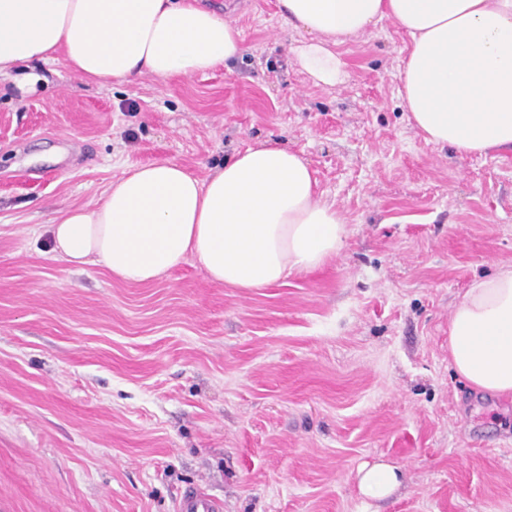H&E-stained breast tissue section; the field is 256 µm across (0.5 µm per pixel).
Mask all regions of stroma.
Segmentation results:
<instances>
[{"instance_id":"35a3bbf8","label":"stroma","mask_w":512,"mask_h":512,"mask_svg":"<svg viewBox=\"0 0 512 512\" xmlns=\"http://www.w3.org/2000/svg\"><path fill=\"white\" fill-rule=\"evenodd\" d=\"M246 54L204 76L86 81L64 62L0 97V512H512V397L470 389L448 321L512 266V151L426 145L400 99L407 36L347 43L313 86L277 0H223ZM301 152L348 237L322 267L245 291L186 261L148 284L55 259L45 228L129 166L206 178ZM398 467L365 503L357 472ZM177 512H223L224 503L195 488L185 490L177 503Z\"/></svg>"}]
</instances>
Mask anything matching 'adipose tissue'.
<instances>
[{"mask_svg":"<svg viewBox=\"0 0 512 512\" xmlns=\"http://www.w3.org/2000/svg\"><path fill=\"white\" fill-rule=\"evenodd\" d=\"M300 34L295 64L318 87L349 77L344 44L391 20L409 37L398 72L401 102L425 144L459 155L512 150V0H278ZM222 9L194 0H0V81L36 89V64L63 59L80 77L165 82L242 57ZM68 264H102L148 283L187 259L212 282L253 290L320 268L341 250L343 216L316 195L308 162L275 144L247 148L200 179L155 161L124 170L102 203L48 224ZM448 357L475 389L512 395V267L474 279L448 326ZM395 466L358 472L369 500L400 484Z\"/></svg>","mask_w":512,"mask_h":512,"instance_id":"adipose-tissue-1","label":"adipose tissue"}]
</instances>
